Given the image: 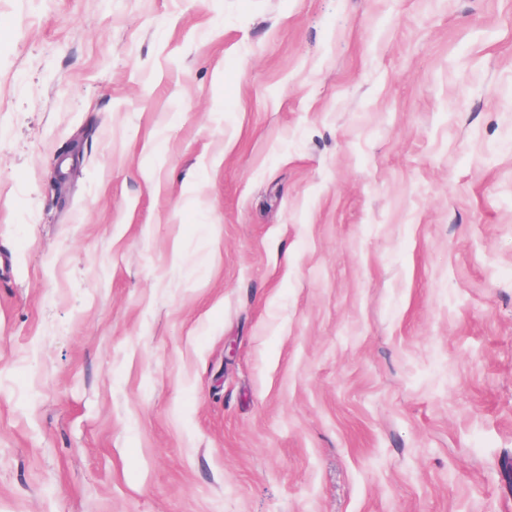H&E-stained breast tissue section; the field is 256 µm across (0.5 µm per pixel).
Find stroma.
<instances>
[{"mask_svg":"<svg viewBox=\"0 0 512 512\" xmlns=\"http://www.w3.org/2000/svg\"><path fill=\"white\" fill-rule=\"evenodd\" d=\"M506 455L512 0H0V512H512Z\"/></svg>","mask_w":512,"mask_h":512,"instance_id":"obj_1","label":"stroma"}]
</instances>
